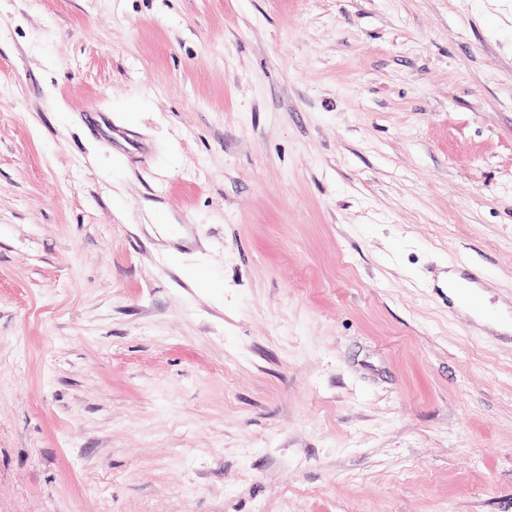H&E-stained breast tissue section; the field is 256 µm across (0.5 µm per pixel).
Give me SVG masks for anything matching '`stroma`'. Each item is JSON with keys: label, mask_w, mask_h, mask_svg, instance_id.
<instances>
[{"label": "stroma", "mask_w": 512, "mask_h": 512, "mask_svg": "<svg viewBox=\"0 0 512 512\" xmlns=\"http://www.w3.org/2000/svg\"><path fill=\"white\" fill-rule=\"evenodd\" d=\"M512 0H0V512H512ZM465 280L460 277L459 274L448 272V298L453 301V303L459 307L464 313L470 315L474 321L481 327H486L492 329L498 333H511L510 324H506V320H497V321H488L485 320L482 313L478 312L471 307L462 303V300L466 298L468 295L478 294L477 288L475 290H458L453 291L450 288V285L458 282H464ZM461 306H459V305ZM463 307V308H462Z\"/></svg>", "instance_id": "obj_1"}]
</instances>
